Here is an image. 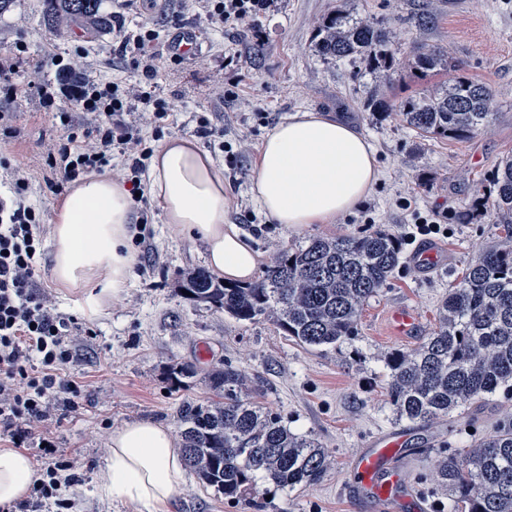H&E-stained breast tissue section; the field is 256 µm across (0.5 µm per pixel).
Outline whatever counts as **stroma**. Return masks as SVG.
I'll list each match as a JSON object with an SVG mask.
<instances>
[{
  "label": "stroma",
  "mask_w": 512,
  "mask_h": 512,
  "mask_svg": "<svg viewBox=\"0 0 512 512\" xmlns=\"http://www.w3.org/2000/svg\"><path fill=\"white\" fill-rule=\"evenodd\" d=\"M206 0H103L112 15L107 32L88 36L78 27L52 32L43 22V0H14L0 15V48L22 45L16 100L0 101L8 114L0 125V154L34 176L31 201L51 222L58 197L44 184L50 174L48 145L61 142L69 126L86 123L82 112L62 123L43 111L35 83L54 79L50 60L80 57V74L100 83L140 79L121 60L124 35L140 26L159 29L155 93L172 108V124L145 127L148 149L164 140L195 136L200 121L213 129L200 139L218 166L230 198L227 218L270 263L283 244L302 245L316 236L358 235L364 230L357 213L332 224L284 229L264 215L251 193V176L262 143L280 121L299 112H319L358 130L375 152L378 179L363 200L375 227L400 234L410 224V210L397 202L408 198L413 208L448 215V235L434 248L444 261L429 271L410 264L413 247H405L387 284L363 306L358 333L330 346L297 344L272 322H240L204 303L187 299L177 289L180 276L204 267L201 243L172 232L160 209L147 203L145 243L136 245L138 264L126 291L95 319L82 312L83 297L56 286L51 256L42 253L38 275L56 299V312L73 316L83 333L63 368L80 392L74 406H58L54 442L73 462L78 484L70 487L74 512H139L129 504L100 494L97 472L105 458L112 429L126 421L151 419L179 434L183 403H206L211 393L205 374L231 363L247 380V393L261 408L280 416L287 429L315 438L329 461L322 480L309 487L279 490L256 478L250 495L237 502L217 497L193 471L171 501L168 512H379L346 495L352 480V458L379 435L407 431L412 443L395 459L409 472L411 486L400 512H447L448 499L436 490L439 441L449 451H466L501 426L512 423V398L492 397L454 411L448 418L420 425L398 418L386 389L392 352L415 348L440 324L439 306L477 254L497 241L499 229L489 216L476 213L478 199L494 190L490 175L503 156L512 154V0H347L353 15L390 29L397 44L391 82L380 86L356 61H329L314 50L316 30L336 0H277L271 16L234 30H211ZM167 14L201 34L203 54L190 63L172 64L165 44L174 33ZM438 47L459 70L438 69L419 75L405 60L417 47ZM241 76L239 97L227 98L228 82ZM466 76L490 87L488 126L461 139L422 138L403 119L378 114L369 102L385 93L391 104L427 93ZM245 151L242 169L229 168L228 151ZM414 309L420 323L413 335L395 334L392 315ZM194 367L193 376L174 387L168 370Z\"/></svg>",
  "instance_id": "obj_1"
}]
</instances>
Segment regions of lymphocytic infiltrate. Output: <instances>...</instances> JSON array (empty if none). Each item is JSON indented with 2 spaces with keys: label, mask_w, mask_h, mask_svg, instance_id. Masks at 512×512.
Returning a JSON list of instances; mask_svg holds the SVG:
<instances>
[{
  "label": "lymphocytic infiltrate",
  "mask_w": 512,
  "mask_h": 512,
  "mask_svg": "<svg viewBox=\"0 0 512 512\" xmlns=\"http://www.w3.org/2000/svg\"><path fill=\"white\" fill-rule=\"evenodd\" d=\"M208 16L216 27L233 29L258 22L274 6V0H207ZM159 33L142 28L123 39L121 49L143 78L127 85L81 80L43 87L46 111L67 116L90 115L88 124L72 128L66 141L49 146V166L56 173L47 187L60 193L64 183L111 162H119L134 176L140 175L148 156L145 139L126 116L135 109L150 110L153 124L163 123L169 109L154 94V46ZM32 175L0 159V435L14 446L38 438L41 462L29 496L1 508L0 512H71L74 501L67 487L78 481L72 462L52 441L51 413L59 403H71L78 394L75 382L60 373L71 354L77 330L72 318L53 313L54 297L37 274L47 228L40 210L29 204L27 191Z\"/></svg>",
  "instance_id": "f902f5d3"
}]
</instances>
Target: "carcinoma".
<instances>
[{"label":"carcinoma","instance_id":"carcinoma-1","mask_svg":"<svg viewBox=\"0 0 512 512\" xmlns=\"http://www.w3.org/2000/svg\"><path fill=\"white\" fill-rule=\"evenodd\" d=\"M102 0H44L51 30L78 25L94 34L112 27ZM315 51L330 59H358L389 80L391 32L338 9L319 27ZM410 68L433 71L437 49L417 48ZM490 88L458 77L441 90L408 100L405 122L422 137L458 139L484 129ZM495 194L487 211L502 243L480 253L440 306V326L412 351L390 360L389 395L397 416L426 423L496 394H512V156L492 172ZM397 237L375 228L365 233L314 237L305 246L284 244L261 278L229 283L201 270L184 274L179 290L242 322L269 320L297 343L334 345L357 336L366 300L377 294L400 260ZM207 404L180 410L182 455L206 487L241 499L260 475L285 489L318 483L327 455L314 439L298 436L276 414L243 397L240 371L226 363L209 370ZM437 490L453 512H512V425L503 426L465 455L438 464Z\"/></svg>","mask_w":512,"mask_h":512}]
</instances>
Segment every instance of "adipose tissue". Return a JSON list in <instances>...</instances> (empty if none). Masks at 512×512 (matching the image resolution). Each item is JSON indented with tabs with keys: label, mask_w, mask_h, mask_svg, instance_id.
Wrapping results in <instances>:
<instances>
[{
	"label": "adipose tissue",
	"mask_w": 512,
	"mask_h": 512,
	"mask_svg": "<svg viewBox=\"0 0 512 512\" xmlns=\"http://www.w3.org/2000/svg\"><path fill=\"white\" fill-rule=\"evenodd\" d=\"M378 175L375 153L351 126L313 112L296 114L266 136L251 177L264 212L284 228L331 224L353 211ZM148 195L166 224L198 240L206 265L219 278L247 282L261 256L226 219L224 174L190 138L164 141L149 167ZM133 195L123 180L103 170L69 183L53 206L52 275L57 284L85 290L84 313L94 318L128 288L138 257ZM34 477L31 459L0 448V504L22 500ZM184 461L170 429L149 420L122 423L110 435L97 483L108 500L143 512H167L180 488Z\"/></svg>",
	"instance_id": "adipose-tissue-1"
}]
</instances>
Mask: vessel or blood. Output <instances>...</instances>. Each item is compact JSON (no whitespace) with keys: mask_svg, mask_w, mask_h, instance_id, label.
<instances>
[{"mask_svg":"<svg viewBox=\"0 0 512 512\" xmlns=\"http://www.w3.org/2000/svg\"><path fill=\"white\" fill-rule=\"evenodd\" d=\"M203 40L199 32L191 27L182 28L178 36L170 38L168 50L182 61L191 62L202 52ZM406 436L401 432L383 435L372 440L367 449L352 461L355 472L352 497L370 502H387L398 505L407 484L405 475L396 470L393 459L402 454Z\"/></svg>","mask_w":512,"mask_h":512,"instance_id":"b4317fda","label":"vessel or blood"}]
</instances>
